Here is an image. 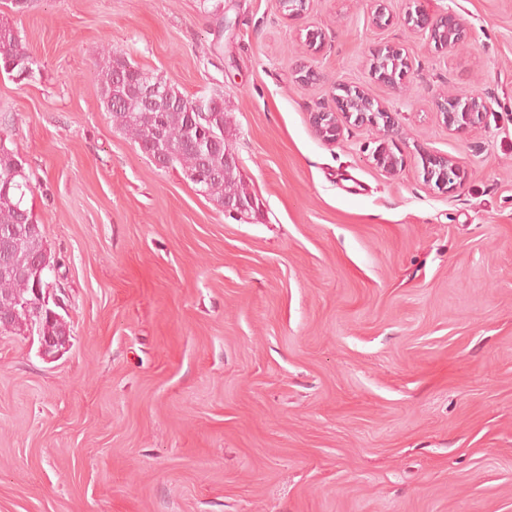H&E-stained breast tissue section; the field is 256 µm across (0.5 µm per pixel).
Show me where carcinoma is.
<instances>
[{"instance_id":"cac0c4a2","label":"carcinoma","mask_w":512,"mask_h":512,"mask_svg":"<svg viewBox=\"0 0 512 512\" xmlns=\"http://www.w3.org/2000/svg\"><path fill=\"white\" fill-rule=\"evenodd\" d=\"M36 60L28 52L17 31L0 24V73L15 80L25 72H34ZM96 77L101 100L113 126L128 136L140 150L152 157L163 152L180 168L190 182L195 175L206 173L205 196L224 205V198L251 196L238 168L224 166L227 150L224 131V100L205 97L204 111L189 116L196 97L183 94L171 85V103L159 112L139 101L122 104L113 100L112 92L120 82L136 84L158 74L132 64L127 57L103 51L97 63ZM33 192L29 175L24 171L18 152L0 143V313H6L13 301L29 298L34 285L31 268L36 258L47 251L44 232L23 234L13 243L7 239L21 231L23 224H36L38 219L27 205Z\"/></svg>"}]
</instances>
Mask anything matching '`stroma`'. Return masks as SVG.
Instances as JSON below:
<instances>
[{"mask_svg":"<svg viewBox=\"0 0 512 512\" xmlns=\"http://www.w3.org/2000/svg\"><path fill=\"white\" fill-rule=\"evenodd\" d=\"M419 2L468 43L409 30ZM388 6L379 28L372 0L297 22L275 0H0L38 62L0 74V121L71 330L51 360L0 332V512H512V0ZM388 46L408 88L371 72ZM106 49L223 97L249 220L112 126ZM340 83L398 113L396 174L370 126L316 135ZM453 91L487 105L463 135L437 108ZM425 153L467 179L429 186Z\"/></svg>","mask_w":512,"mask_h":512,"instance_id":"35a3bbf8","label":"stroma"}]
</instances>
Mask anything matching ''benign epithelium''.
I'll return each instance as SVG.
<instances>
[{
  "instance_id": "7a95c632",
  "label": "benign epithelium",
  "mask_w": 512,
  "mask_h": 512,
  "mask_svg": "<svg viewBox=\"0 0 512 512\" xmlns=\"http://www.w3.org/2000/svg\"><path fill=\"white\" fill-rule=\"evenodd\" d=\"M282 14L290 21L302 19L310 5V0H276ZM405 25L414 31L429 33V39L438 50L455 49L464 45L469 32L459 16L452 10L442 13H431L418 5L408 12L404 19ZM411 70V62L400 47H388L376 55L372 64V72L378 80L394 85L397 80L407 78ZM167 86L161 79L147 81L136 88L137 95L150 102L159 103L166 96ZM439 113L448 129L465 134L471 128L481 124L486 117L483 99L474 93H447L438 96ZM313 127L322 140L334 143L339 140L343 124L353 122L360 125L382 127L384 141L374 151L372 158L375 164L389 173H394L400 164V158L389 146L390 133L399 125L396 113L383 104L368 97L360 88L345 85L339 92L332 93L331 101L320 110L310 113ZM423 172L426 183L438 189L452 191L462 184L464 171L450 157L424 154ZM258 209V202L252 198L246 202L224 201V211L239 219L248 218L252 211ZM35 288L31 289L28 307H36L37 315L54 323L62 316L56 312L65 308L64 297L66 288L56 287L50 283L43 285L40 277H35ZM39 353L45 359H53L70 345L69 332L57 335H40L37 337Z\"/></svg>"
}]
</instances>
